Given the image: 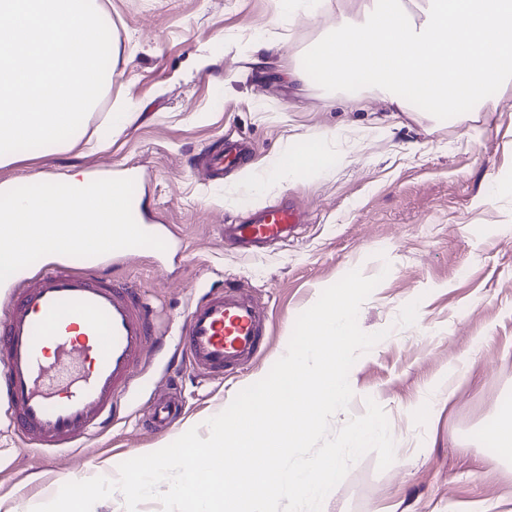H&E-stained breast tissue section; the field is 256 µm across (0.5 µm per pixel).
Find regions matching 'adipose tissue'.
Here are the masks:
<instances>
[{
  "label": "adipose tissue",
  "instance_id": "obj_1",
  "mask_svg": "<svg viewBox=\"0 0 512 512\" xmlns=\"http://www.w3.org/2000/svg\"><path fill=\"white\" fill-rule=\"evenodd\" d=\"M332 164V156L325 147V137L321 134L310 136L302 149L292 152L288 157L276 160L269 169L259 172L245 168L241 180L251 186H259L263 180L285 182L297 173L309 172L321 174Z\"/></svg>",
  "mask_w": 512,
  "mask_h": 512
}]
</instances>
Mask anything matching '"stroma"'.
<instances>
[{
  "mask_svg": "<svg viewBox=\"0 0 512 512\" xmlns=\"http://www.w3.org/2000/svg\"><path fill=\"white\" fill-rule=\"evenodd\" d=\"M112 31V85L87 118L101 129L114 101L128 123L107 146L20 157L0 184L79 169L145 176L149 223L172 226L166 250L134 251L108 277L134 285L164 352L148 353L119 416L81 446L49 454L28 445L0 404V512H32L62 483L117 478L120 463L157 451L208 419L284 355L297 316L326 287L358 269L382 281L358 324L386 336L349 373L339 430L385 411L395 460L369 453L326 497L322 512H512V465L495 460L494 416L512 411V80L473 112L438 120L396 108L378 92L326 94L290 79L303 54L359 0H324L316 17L281 14L278 0H98ZM341 129L322 175L246 188L239 171L210 181L201 152L226 138L255 147L267 168L304 135ZM303 220L285 241L251 251L224 244V227L274 204ZM238 286L265 308L262 355L226 378L175 368L169 350L187 311L210 288ZM177 382L181 415L167 431L147 425V404Z\"/></svg>",
  "mask_w": 512,
  "mask_h": 512,
  "instance_id": "35a3bbf8",
  "label": "stroma"
}]
</instances>
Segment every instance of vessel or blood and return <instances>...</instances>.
I'll return each instance as SVG.
<instances>
[{
  "label": "vessel or blood",
  "mask_w": 512,
  "mask_h": 512,
  "mask_svg": "<svg viewBox=\"0 0 512 512\" xmlns=\"http://www.w3.org/2000/svg\"><path fill=\"white\" fill-rule=\"evenodd\" d=\"M245 154L228 141L201 161L213 180ZM301 219L288 205L224 227L225 244L284 239ZM106 256L61 255L21 278L0 306V403L14 431L36 448H72L109 421L147 349H161L140 295L100 276ZM269 319L237 288L212 290L188 310L181 350L197 370L221 374L259 357Z\"/></svg>",
  "instance_id": "1"
}]
</instances>
